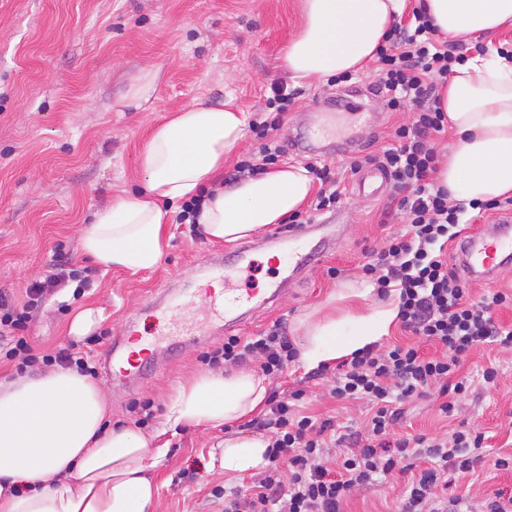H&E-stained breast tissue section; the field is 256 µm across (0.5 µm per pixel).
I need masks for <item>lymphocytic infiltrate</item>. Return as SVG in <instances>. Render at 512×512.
<instances>
[{"label":"lymphocytic infiltrate","mask_w":512,"mask_h":512,"mask_svg":"<svg viewBox=\"0 0 512 512\" xmlns=\"http://www.w3.org/2000/svg\"><path fill=\"white\" fill-rule=\"evenodd\" d=\"M413 17L414 27L397 24L390 30L388 46L377 56L375 78L389 109L413 107L414 121L396 127L387 146L348 162L345 170L354 175L364 165H377L395 191L389 209L401 218L405 231L388 237L382 249L367 252L362 270L379 298H397L401 327L416 341L366 350L341 362L333 372L319 369V376L330 379L333 398L367 403V435H340L333 420L303 414L305 390L271 397L267 413L254 421L256 428L270 433L264 474L244 490L213 489V497L224 502V512H344V503L355 491L418 456L427 458L429 465L412 474L400 512H512V495L501 490L481 501L436 493L438 485L447 484L449 473H468L482 463L485 435L479 429L464 422L444 439L394 432L403 405L434 386L444 397L441 413L453 416L454 396L469 388L458 372L472 351L485 344L512 348V327L493 317L498 307L512 304V293L490 290L472 298L469 283L445 252L446 244L462 239L465 208L451 204L435 179L439 166L435 142L448 131L436 82L453 75V66L461 58L451 44L442 41L425 9L415 10ZM291 100L287 86H271L266 107L273 116L252 126L263 141L259 154L238 161L228 182L263 173L285 157L284 145L272 133L283 126ZM79 276V270L57 266L43 281L26 287L22 303L0 300V359L12 363L17 373L42 365L95 375L88 352L71 345L42 354L27 334L32 311L53 296L62 282ZM422 340L441 346L442 355H424L418 346ZM252 357L259 359L262 374L273 378L298 359L299 351L282 324L276 323L249 339L225 337L221 346L203 352L200 359L220 367ZM345 442L351 446L350 453L337 466H330L327 448Z\"/></svg>","instance_id":"obj_1"}]
</instances>
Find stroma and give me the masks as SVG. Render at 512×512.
<instances>
[{
	"label": "stroma",
	"mask_w": 512,
	"mask_h": 512,
	"mask_svg": "<svg viewBox=\"0 0 512 512\" xmlns=\"http://www.w3.org/2000/svg\"><path fill=\"white\" fill-rule=\"evenodd\" d=\"M303 0H0V292L22 297L41 280L63 247L72 265L88 269L81 297L66 288L34 316L29 334L38 352L77 344L90 352L97 380L110 397L112 422L134 423L129 406L150 399L157 406L150 428H158L177 384L203 372V352L223 343L213 322L195 315V346L177 358L155 357L156 376L144 384L114 381L104 358L113 339L125 335L130 317L150 336L171 307L206 279V269L228 264L246 247L252 264L237 285L265 293L288 274L291 248L287 224H272L243 243L209 244L186 224L166 227L168 246L160 265L130 274L88 267L79 252L80 230L95 211L122 189L141 187L136 156L151 128L173 112L203 98L213 104L234 99L248 120L264 119L271 84L299 91L279 135L286 164L318 162L340 170L349 160L387 144L393 128L410 124L414 113L388 111L382 97L352 95L349 85L328 86L294 80L281 67L282 55L302 23ZM157 76L150 99H130L146 72ZM387 196L367 199L346 194L339 208L316 212L312 221L329 225L335 248L294 281L276 304H257L239 328L255 336L285 322L294 344H302L304 320L331 313H367L379 299L361 265L366 251L381 248L387 234L402 230L399 220L382 224ZM340 271L331 277L329 268ZM345 288L364 290L349 303L336 301ZM98 306L105 319L94 341L68 336L75 308ZM496 367V387L477 379ZM474 384L456 399L458 418L486 432L484 463L459 479L457 493L481 498L512 489V470H498V453L512 452V350L487 345L472 352L460 369ZM302 388L306 413L337 425L363 428L359 404L339 403L325 380L312 377L302 362L269 379V393ZM438 395L405 404L395 430L402 435L446 436L454 422L439 412ZM250 419L222 427L181 430L169 438L171 454L158 469L155 512H217L211 492L245 488L251 474L214 467L225 437L253 434ZM407 477L394 473L379 485L356 491L346 512H396Z\"/></svg>",
	"instance_id": "35a3bbf8"
}]
</instances>
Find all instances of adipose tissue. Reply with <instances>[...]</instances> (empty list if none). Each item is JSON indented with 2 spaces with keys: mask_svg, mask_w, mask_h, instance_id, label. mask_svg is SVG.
Returning a JSON list of instances; mask_svg holds the SVG:
<instances>
[{
  "mask_svg": "<svg viewBox=\"0 0 512 512\" xmlns=\"http://www.w3.org/2000/svg\"><path fill=\"white\" fill-rule=\"evenodd\" d=\"M441 32L487 36L512 21V0H425ZM304 23L283 56L285 70L310 83L363 68L385 43L399 0H304ZM455 134L437 180L459 201L512 196V65L474 57L440 85ZM246 117L232 102L197 100L154 126L137 156L143 185L124 191L80 232L84 257L103 271L156 268L164 231L179 204L201 199L197 229L211 243L251 237L296 213L314 185L286 165L214 186L243 137ZM396 301L367 314L346 313L311 326L300 358L316 369L371 348L398 319ZM268 385L251 371L199 373L181 382L162 427L104 429L105 389L74 368L0 379V512H152L157 469L169 457L168 431L220 427L254 413ZM266 438H225L224 471L253 473L266 464Z\"/></svg>",
  "mask_w": 512,
  "mask_h": 512,
  "instance_id": "adipose-tissue-1",
  "label": "adipose tissue"
}]
</instances>
